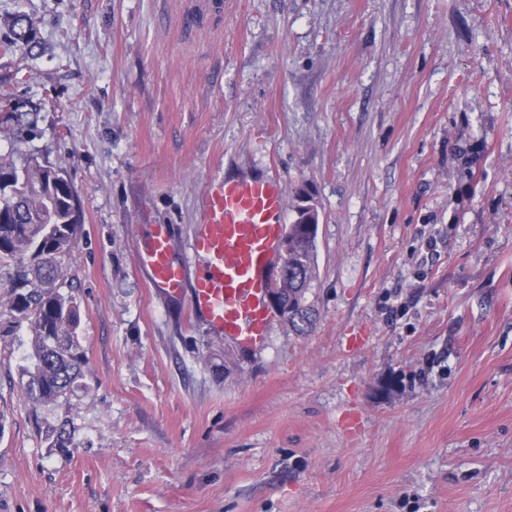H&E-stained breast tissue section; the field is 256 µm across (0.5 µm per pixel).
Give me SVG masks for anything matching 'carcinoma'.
Listing matches in <instances>:
<instances>
[{
	"label": "carcinoma",
	"mask_w": 512,
	"mask_h": 512,
	"mask_svg": "<svg viewBox=\"0 0 512 512\" xmlns=\"http://www.w3.org/2000/svg\"><path fill=\"white\" fill-rule=\"evenodd\" d=\"M13 43L27 44L32 21L18 15L13 23ZM20 162H0V185L12 189L0 223V275L9 276L12 287L0 304V317H7L1 333L15 334L26 328L30 351L19 365L26 396L50 411L65 406L71 396L89 390L85 353L79 340L80 309L65 290V262L82 234L80 217L74 209V193L63 172L43 165L38 158L18 153ZM304 203L295 207L288 232L291 276L283 286L288 301L303 304L290 327L308 332L313 324L306 305L307 289L295 285L316 281L317 233L307 227ZM51 448L66 449L73 444L69 420L46 427Z\"/></svg>",
	"instance_id": "1"
}]
</instances>
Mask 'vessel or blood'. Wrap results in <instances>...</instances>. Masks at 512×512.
<instances>
[{
	"mask_svg": "<svg viewBox=\"0 0 512 512\" xmlns=\"http://www.w3.org/2000/svg\"><path fill=\"white\" fill-rule=\"evenodd\" d=\"M284 216L285 191L278 181L227 178L203 197L189 260L176 258L164 224L150 225L137 260L152 288L188 300L194 316L237 347L261 350L272 323L269 273L281 258ZM193 263L198 272H190Z\"/></svg>",
	"mask_w": 512,
	"mask_h": 512,
	"instance_id": "b4317fda",
	"label": "vessel or blood"
}]
</instances>
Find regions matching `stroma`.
Here are the masks:
<instances>
[{
	"label": "stroma",
	"mask_w": 512,
	"mask_h": 512,
	"mask_svg": "<svg viewBox=\"0 0 512 512\" xmlns=\"http://www.w3.org/2000/svg\"><path fill=\"white\" fill-rule=\"evenodd\" d=\"M15 144L74 189L91 380L49 447L0 335V512H512V0H0ZM261 175L317 316L248 352L136 253ZM68 426H70V423L66 416L61 419L58 425H47L45 439L48 441L49 447L61 450L70 448L73 444V437L72 430Z\"/></svg>",
	"instance_id": "35a3bbf8"
}]
</instances>
